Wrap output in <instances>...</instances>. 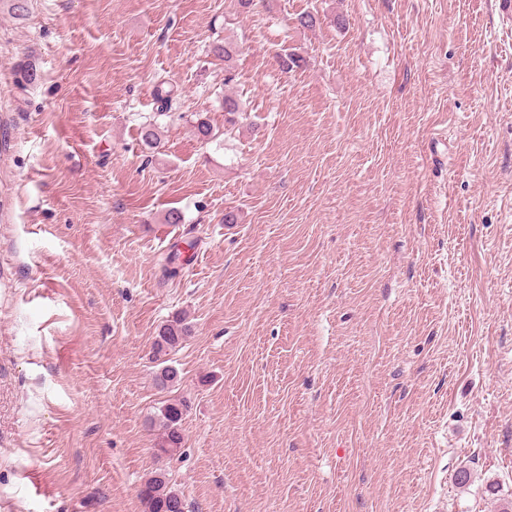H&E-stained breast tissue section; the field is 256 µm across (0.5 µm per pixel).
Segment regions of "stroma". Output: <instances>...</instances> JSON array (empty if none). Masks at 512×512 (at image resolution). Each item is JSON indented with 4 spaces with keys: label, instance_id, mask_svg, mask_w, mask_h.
<instances>
[{
    "label": "stroma",
    "instance_id": "35a3bbf8",
    "mask_svg": "<svg viewBox=\"0 0 512 512\" xmlns=\"http://www.w3.org/2000/svg\"><path fill=\"white\" fill-rule=\"evenodd\" d=\"M29 6L0 0V512H144L157 469L188 512L512 500V0ZM169 397L170 459L144 428ZM191 326L186 322L185 318H176L162 325L154 337L152 349L156 350L158 355L155 361L158 362V369L155 372L154 383L157 384L158 372L160 370L171 371L170 378L175 380L180 378V373L173 361L169 358L171 353H175L191 335ZM171 362V363H169ZM184 404L179 400H165L158 408L156 416L149 419L155 433L157 456L173 457L183 446L182 420Z\"/></svg>",
    "mask_w": 512,
    "mask_h": 512
}]
</instances>
